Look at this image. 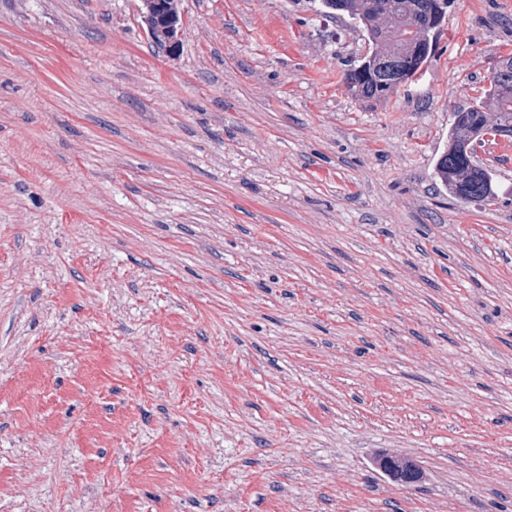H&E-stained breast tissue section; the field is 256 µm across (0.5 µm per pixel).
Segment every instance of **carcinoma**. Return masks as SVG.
Instances as JSON below:
<instances>
[{
  "label": "carcinoma",
  "mask_w": 512,
  "mask_h": 512,
  "mask_svg": "<svg viewBox=\"0 0 512 512\" xmlns=\"http://www.w3.org/2000/svg\"><path fill=\"white\" fill-rule=\"evenodd\" d=\"M330 14L348 16L366 33L368 50L343 75L355 99L380 102L394 87L415 81L435 53V36L444 13L421 18L420 0H322ZM495 131L512 139V72L490 81L484 95L451 113L448 147L436 158L434 177L448 193L464 201L486 203L495 198L489 169L465 149Z\"/></svg>",
  "instance_id": "1"
}]
</instances>
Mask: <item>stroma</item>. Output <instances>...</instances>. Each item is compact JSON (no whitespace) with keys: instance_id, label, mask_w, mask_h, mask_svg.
I'll list each match as a JSON object with an SVG mask.
<instances>
[{"instance_id":"stroma-1","label":"stroma","mask_w":512,"mask_h":512,"mask_svg":"<svg viewBox=\"0 0 512 512\" xmlns=\"http://www.w3.org/2000/svg\"><path fill=\"white\" fill-rule=\"evenodd\" d=\"M141 6L0 0V512H512V159L433 177L512 0L376 104L321 0ZM141 2L142 20L148 37L155 42L156 30L160 28L162 39L158 36L157 41L161 40V43L160 46L157 42L155 44L163 48L166 53L175 54L180 47L184 28L182 17L176 14L180 13L179 0L167 1L169 9L175 13L168 12L165 0H141Z\"/></svg>"}]
</instances>
